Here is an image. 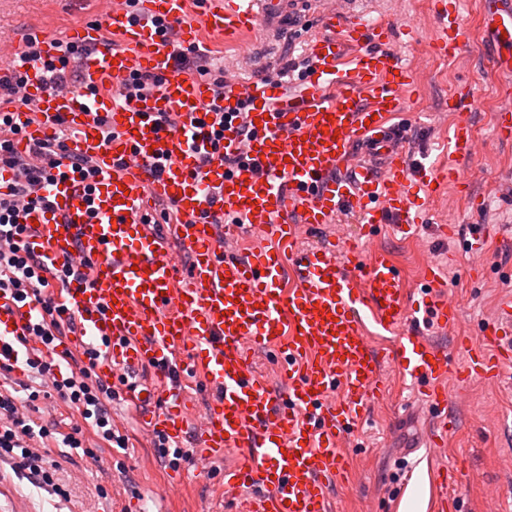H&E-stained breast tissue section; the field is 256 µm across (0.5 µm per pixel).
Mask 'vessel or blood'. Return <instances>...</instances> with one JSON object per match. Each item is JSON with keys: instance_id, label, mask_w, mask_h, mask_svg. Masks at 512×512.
<instances>
[{"instance_id": "vessel-or-blood-1", "label": "vessel or blood", "mask_w": 512, "mask_h": 512, "mask_svg": "<svg viewBox=\"0 0 512 512\" xmlns=\"http://www.w3.org/2000/svg\"><path fill=\"white\" fill-rule=\"evenodd\" d=\"M309 2L324 29L303 40L313 69L299 105L282 104L280 86L230 76L218 98L205 78L179 70V51L207 48L188 0H140L135 16L123 0H99L102 24L77 34L96 48L79 89L49 91L27 64L23 93L31 105L11 109L13 124L25 130L17 150L62 127L68 154L97 170L88 180L61 168L45 190L50 207L19 209L44 262L68 261L79 273L59 298L60 322H76L63 348L103 345L98 375L128 379L143 430L175 443L194 417L182 376L201 377L211 401L198 416L200 460L235 456L224 472L227 512H331L330 489L345 481L352 461L340 442L384 396V356L366 321L397 335L394 363L426 387V408L437 419L426 447H444L455 426L448 399L463 383H496L512 370V294L499 299L479 339L463 341L468 364L452 372L447 352L420 330L424 321L445 330L459 319L436 275L417 306L384 250L366 257L337 239L300 247L304 233L349 212L368 238L391 222L427 223L410 186L436 180L413 163L395 122L419 83L388 47L391 21L364 24L348 15L350 0ZM300 14V0H206L203 21L214 35H275L293 30ZM159 19L172 31L156 28ZM484 24L512 46V0H492ZM106 30L121 47L102 41ZM465 39L458 17L443 15L441 50L457 53ZM135 73L157 76L159 91L139 103L117 101L111 87ZM217 111L244 113L251 137L232 125L223 145L248 162L228 170L216 160L197 176L195 156L212 149L198 123ZM164 113L177 116V129L160 123ZM101 116L116 132L107 143L99 139ZM160 201L174 204L177 223L159 222ZM219 210L225 223L210 218ZM255 232L267 246L229 252ZM176 243L188 267L173 252ZM289 268L295 278L287 286ZM38 307L36 299L0 292V367L17 378L43 350L31 332ZM261 356L279 365V383L258 372ZM467 481L464 465L438 468L439 512H458L448 489Z\"/></svg>"}]
</instances>
